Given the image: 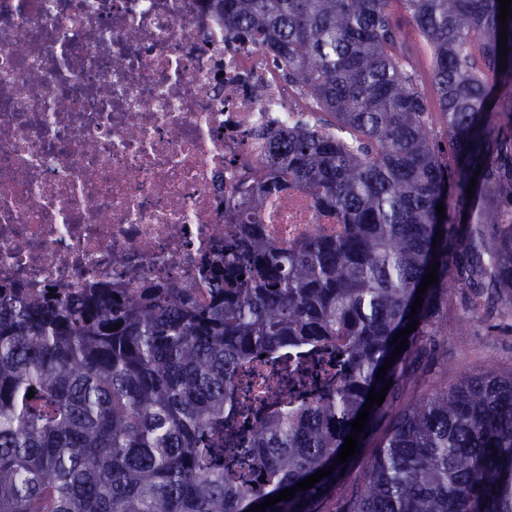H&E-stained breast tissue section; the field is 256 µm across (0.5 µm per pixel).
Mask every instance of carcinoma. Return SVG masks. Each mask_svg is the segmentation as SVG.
Wrapping results in <instances>:
<instances>
[{
  "label": "carcinoma",
  "instance_id": "carcinoma-1",
  "mask_svg": "<svg viewBox=\"0 0 512 512\" xmlns=\"http://www.w3.org/2000/svg\"><path fill=\"white\" fill-rule=\"evenodd\" d=\"M209 2L230 41L273 57L333 121L254 129L252 193L202 296L0 287V512H247L331 468L265 509L326 512L351 423L388 382L358 436L383 430L371 473L342 512H512V370L399 405L430 372L411 357L436 350L448 295L475 309L490 298L487 319L512 318V112L489 110L494 87L512 90V14L503 68L498 0H398L430 49L446 154L392 0ZM290 183L342 231L267 240L256 213ZM333 353L318 393L276 385L241 405L242 375L301 374Z\"/></svg>",
  "mask_w": 512,
  "mask_h": 512
}]
</instances>
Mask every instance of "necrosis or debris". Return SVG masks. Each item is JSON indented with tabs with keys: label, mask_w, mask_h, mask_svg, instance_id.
I'll return each instance as SVG.
<instances>
[{
	"label": "necrosis or debris",
	"mask_w": 512,
	"mask_h": 512,
	"mask_svg": "<svg viewBox=\"0 0 512 512\" xmlns=\"http://www.w3.org/2000/svg\"><path fill=\"white\" fill-rule=\"evenodd\" d=\"M207 0H0V279L195 288L232 228L255 123L303 112ZM288 244L336 218L291 185L257 214Z\"/></svg>",
	"instance_id": "4bbe7bcc"
}]
</instances>
